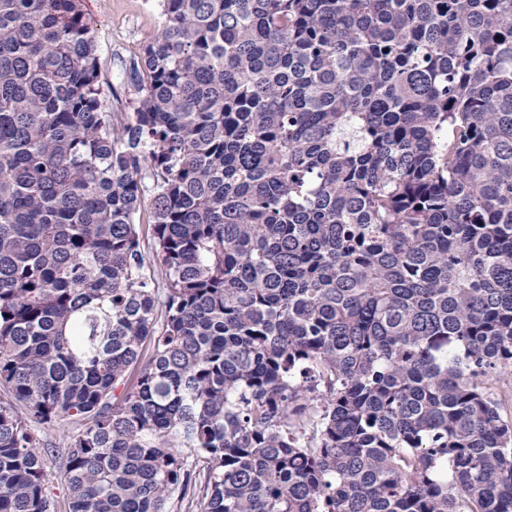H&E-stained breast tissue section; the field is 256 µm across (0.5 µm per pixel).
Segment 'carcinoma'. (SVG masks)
I'll return each mask as SVG.
<instances>
[{
    "label": "carcinoma",
    "mask_w": 512,
    "mask_h": 512,
    "mask_svg": "<svg viewBox=\"0 0 512 512\" xmlns=\"http://www.w3.org/2000/svg\"><path fill=\"white\" fill-rule=\"evenodd\" d=\"M79 3L0 0V512L60 420L70 512H512V0H161L130 115ZM147 187L145 192V197L142 202V207L140 212L137 215V223L140 224V239L141 244L146 251H151L152 247V236H151V226L148 225L152 222L151 215V202H152V191H151V183L146 182Z\"/></svg>",
    "instance_id": "1"
}]
</instances>
